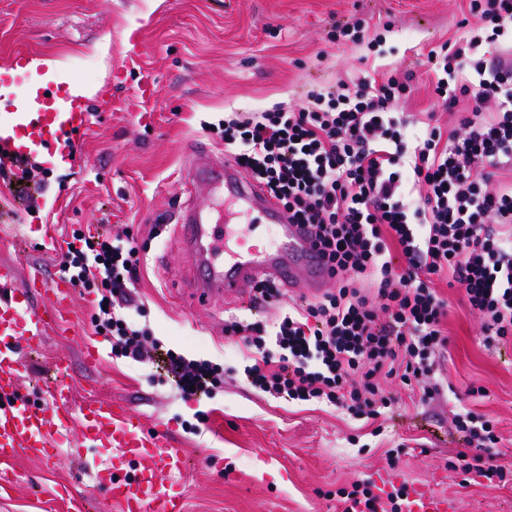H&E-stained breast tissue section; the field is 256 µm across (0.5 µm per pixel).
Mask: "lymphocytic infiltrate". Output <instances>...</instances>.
Masks as SVG:
<instances>
[{"label":"lymphocytic infiltrate","instance_id":"lymphocytic-infiltrate-1","mask_svg":"<svg viewBox=\"0 0 512 512\" xmlns=\"http://www.w3.org/2000/svg\"><path fill=\"white\" fill-rule=\"evenodd\" d=\"M479 29L427 54L433 92L448 108L472 102L456 127H412L394 106L410 74L340 82L306 107L278 104L231 113L216 132L235 162L287 212L311 225L331 265L334 288L273 322L246 326L255 357L244 374L255 390L296 402H326L359 419L392 411L386 380L418 383L422 400L440 395L434 377L448 352V302L438 283L459 289L479 314L486 341L512 337V0H467ZM62 270L95 294L96 332L112 353L165 361L184 396L224 382V368L163 350L124 310L141 278L139 250L75 230ZM464 447L450 469L495 488L493 420L454 411ZM370 480L338 489L340 512H401L405 488L380 501Z\"/></svg>","mask_w":512,"mask_h":512}]
</instances>
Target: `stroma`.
<instances>
[{"label":"stroma","mask_w":512,"mask_h":512,"mask_svg":"<svg viewBox=\"0 0 512 512\" xmlns=\"http://www.w3.org/2000/svg\"><path fill=\"white\" fill-rule=\"evenodd\" d=\"M464 0H0V65L14 52L63 61L66 77L89 89L90 130L75 159L58 165L57 207L23 211L0 190V262L19 272L30 263L58 271L73 229L107 235L127 231L139 248L141 281L131 321L148 327L163 347L189 359L226 368L211 394L183 397L155 368L115 357L110 340L92 324L94 298L75 289L68 328L48 332L19 392L44 401L53 363L68 357L75 399L87 393L125 405L149 429L168 433L184 450L188 468L186 512H336V491L359 478L395 475L397 483L455 499L457 512H512V480L489 489L461 485L446 463L461 444L453 407L497 419L503 463H512V339L489 347L462 293L444 289L449 308V356L438 369L449 391L422 402L399 383L393 416L378 434L355 431L342 409L297 403L256 392L243 366L248 349L224 322L268 320L306 300L305 287L280 304L255 306L251 298L194 304L186 287L190 262L178 247L177 215L187 204L218 209L219 201L186 176L187 145L205 144L214 161H229L213 133L232 112L273 105H303L310 91L368 72H409L413 91L398 112H435L442 127L454 118L432 97L424 65L431 48L462 35ZM367 21L364 40L337 44L336 22ZM119 73L110 84L111 73ZM150 84L149 97L140 87ZM54 227L44 245L41 227ZM96 365L86 366L87 349ZM482 386L486 397L468 395ZM399 449L396 465L387 453ZM72 428L55 468L21 458L13 467L18 488L0 497V512H71L64 493L74 486L84 512H118L105 488L82 471L85 457L108 458Z\"/></svg>","instance_id":"stroma-1"}]
</instances>
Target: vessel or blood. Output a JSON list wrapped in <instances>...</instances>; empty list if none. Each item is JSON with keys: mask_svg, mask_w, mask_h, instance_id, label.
<instances>
[{"mask_svg": "<svg viewBox=\"0 0 512 512\" xmlns=\"http://www.w3.org/2000/svg\"><path fill=\"white\" fill-rule=\"evenodd\" d=\"M27 60L19 52L0 67V149L12 158L10 167L0 171V181L7 183L24 179L36 153L63 155L75 149L90 126L91 100L76 83L46 73L31 78ZM189 153L191 179L223 190L251 216L243 231L212 223L201 209H183L178 218L180 246L193 267L197 305L242 297L262 278L285 288L301 280L309 292L321 291L331 269L313 244L310 226L289 223L286 212L263 189L244 180L236 165L211 161L197 144ZM261 226L272 231L273 240L256 239L254 232ZM73 288L68 277L49 274L38 264H31L22 279L14 264L0 262V462L34 456L56 464L58 448L77 419L86 442L112 450L109 465L91 458L84 470L105 485L119 512H183L179 478L186 457L182 449L169 447L161 432L147 430L139 416L102 402L73 412L63 387L52 391L48 407L18 393L24 368L21 347H33L52 325L66 322ZM41 298L48 299L49 308L38 307ZM403 512H456V504L447 496L413 488Z\"/></svg>", "mask_w": 512, "mask_h": 512, "instance_id": "b4317fda", "label": "vessel or blood"}]
</instances>
